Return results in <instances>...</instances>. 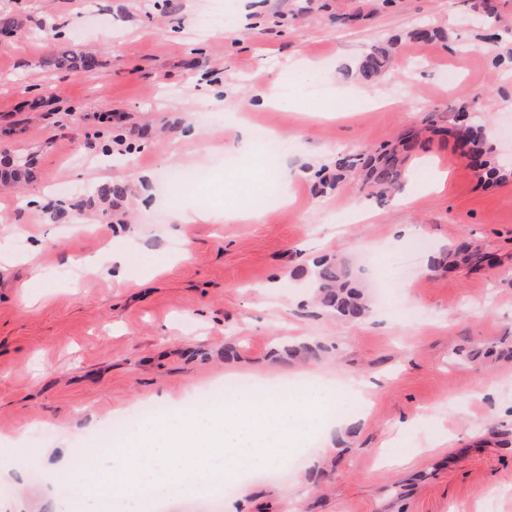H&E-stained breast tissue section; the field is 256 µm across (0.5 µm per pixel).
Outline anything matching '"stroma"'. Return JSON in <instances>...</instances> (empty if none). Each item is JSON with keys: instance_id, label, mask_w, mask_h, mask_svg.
Returning a JSON list of instances; mask_svg holds the SVG:
<instances>
[{"instance_id": "stroma-1", "label": "stroma", "mask_w": 512, "mask_h": 512, "mask_svg": "<svg viewBox=\"0 0 512 512\" xmlns=\"http://www.w3.org/2000/svg\"><path fill=\"white\" fill-rule=\"evenodd\" d=\"M470 3L0 0V14L29 19L0 37V156L33 162L22 190L0 186V512H60L48 492L71 481L75 449L123 447L114 431L143 401L201 408L226 372L293 386L316 365L352 378L340 412L355 434L316 436L299 470L241 484L223 512H512V360L455 357L512 337V178L484 185L439 136L407 161L408 205L350 177L322 194L312 176L409 120L450 123L464 102L512 168V0H496L495 24ZM41 26L93 52L95 72L48 67L58 46ZM422 27L445 37L410 39ZM394 34L387 80L348 76ZM273 84L279 104L259 105ZM286 167L298 175L282 204L224 220ZM110 182L125 193L107 210L96 191ZM207 206L221 210L210 222L173 221ZM403 224L426 247L399 279ZM464 235L492 265L432 267ZM109 244L126 255L122 278L81 264ZM324 255L356 271L367 320L309 300ZM299 342L327 351L315 364L275 358ZM369 375L382 383L357 386Z\"/></svg>"}]
</instances>
